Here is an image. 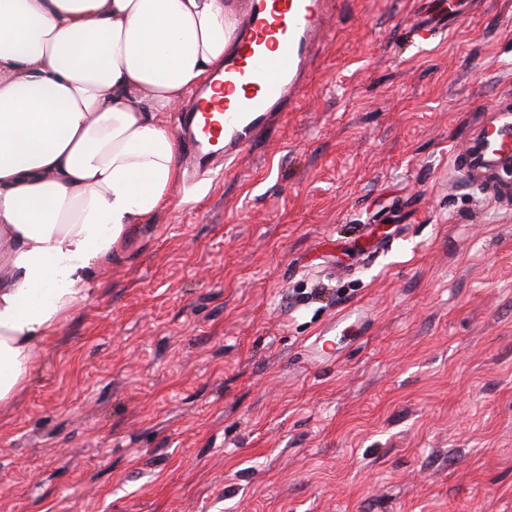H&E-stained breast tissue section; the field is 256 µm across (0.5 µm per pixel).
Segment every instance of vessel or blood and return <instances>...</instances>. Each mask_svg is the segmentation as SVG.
I'll use <instances>...</instances> for the list:
<instances>
[{
	"mask_svg": "<svg viewBox=\"0 0 512 512\" xmlns=\"http://www.w3.org/2000/svg\"><path fill=\"white\" fill-rule=\"evenodd\" d=\"M481 0H465L448 12L443 0H416L410 26L418 45L456 29ZM240 19L224 57V73L199 91L194 107L181 113L176 129L189 156L201 167L234 157L252 138L266 113L293 105L309 57L328 30L324 0H226ZM491 148L512 153V121L481 125Z\"/></svg>",
	"mask_w": 512,
	"mask_h": 512,
	"instance_id": "b4317fda",
	"label": "vessel or blood"
}]
</instances>
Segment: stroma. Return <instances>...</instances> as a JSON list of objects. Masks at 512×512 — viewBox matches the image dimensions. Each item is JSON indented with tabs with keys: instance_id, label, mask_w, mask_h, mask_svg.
<instances>
[{
	"instance_id": "stroma-1",
	"label": "stroma",
	"mask_w": 512,
	"mask_h": 512,
	"mask_svg": "<svg viewBox=\"0 0 512 512\" xmlns=\"http://www.w3.org/2000/svg\"><path fill=\"white\" fill-rule=\"evenodd\" d=\"M333 0L295 106L181 171L0 404V512H512V0ZM335 339L334 358L310 356ZM436 1H415L417 7L411 14L410 26L419 46L428 45L456 29L464 17L462 11L448 13L445 2ZM479 129L491 148L512 153V121H496L491 125L484 122Z\"/></svg>"
}]
</instances>
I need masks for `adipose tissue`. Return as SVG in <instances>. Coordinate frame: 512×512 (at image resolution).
Wrapping results in <instances>:
<instances>
[{
  "label": "adipose tissue",
  "mask_w": 512,
  "mask_h": 512,
  "mask_svg": "<svg viewBox=\"0 0 512 512\" xmlns=\"http://www.w3.org/2000/svg\"><path fill=\"white\" fill-rule=\"evenodd\" d=\"M238 27L225 0H0V403L180 176L165 115Z\"/></svg>",
  "instance_id": "obj_1"
}]
</instances>
